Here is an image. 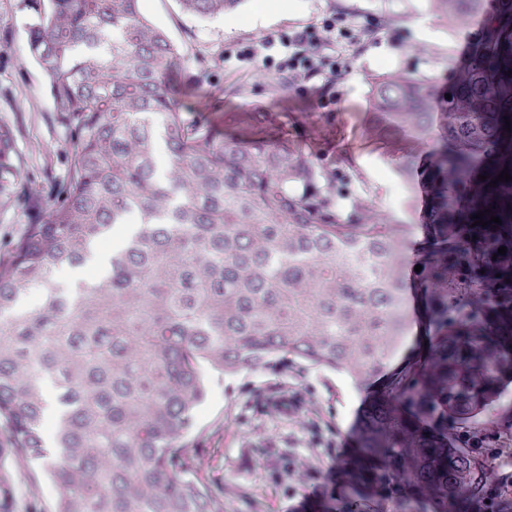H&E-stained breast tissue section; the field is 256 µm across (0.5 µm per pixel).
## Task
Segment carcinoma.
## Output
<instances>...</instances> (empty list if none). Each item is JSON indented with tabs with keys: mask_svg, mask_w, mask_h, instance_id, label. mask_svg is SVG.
Segmentation results:
<instances>
[{
	"mask_svg": "<svg viewBox=\"0 0 512 512\" xmlns=\"http://www.w3.org/2000/svg\"><path fill=\"white\" fill-rule=\"evenodd\" d=\"M178 2L207 18L242 0ZM431 2L451 25L484 15L469 56L448 60L453 82L442 91L398 71L372 87L377 122L430 160H394L426 188L418 272L408 225L357 201L342 214L336 172L303 149L186 121L185 55L140 0H49L37 14L29 54L73 149L46 218L0 258V512H17L22 464L47 468L50 512H224V489L198 476L184 444L205 372L287 353L359 385L407 332L408 273L427 346L367 405L352 489L316 512H460L480 500L483 471L448 428L479 421L512 382V180L490 186L512 176V0L487 13L484 0ZM11 143L0 127V174ZM484 210L502 224L472 226ZM133 213L99 277L60 284L59 268L97 260V242ZM34 289L39 306L25 310Z\"/></svg>",
	"mask_w": 512,
	"mask_h": 512,
	"instance_id": "1",
	"label": "carcinoma"
}]
</instances>
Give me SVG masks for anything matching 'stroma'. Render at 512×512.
I'll use <instances>...</instances> for the list:
<instances>
[{
	"label": "stroma",
	"mask_w": 512,
	"mask_h": 512,
	"mask_svg": "<svg viewBox=\"0 0 512 512\" xmlns=\"http://www.w3.org/2000/svg\"><path fill=\"white\" fill-rule=\"evenodd\" d=\"M49 0H0V126L13 132L14 172L0 178V254L36 223L54 188L69 175L72 145L54 112L48 76L28 54V25ZM145 17L187 54L182 105L189 118L247 141L272 139L309 150L336 167L364 203L409 225L407 252L423 241L413 192L393 155L411 142L373 131L374 77L414 70L448 85L449 57L471 47L481 25L449 31L429 0H243L235 11L198 18L177 0H140ZM328 12L344 14L363 35L334 100L290 86L275 69L238 60L237 51L266 35L291 34ZM384 379L354 385L345 375L288 354L233 373L207 372V396L185 437L199 454L200 475L224 486V512H313L332 500L326 474L352 452L358 419ZM301 396L298 415L282 402ZM304 463L307 474L289 477Z\"/></svg>",
	"instance_id": "obj_1"
}]
</instances>
